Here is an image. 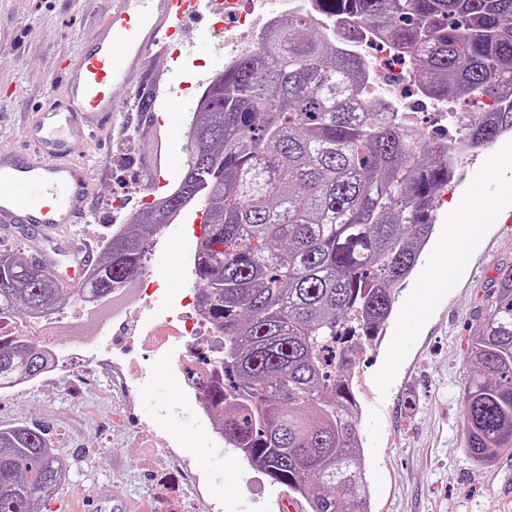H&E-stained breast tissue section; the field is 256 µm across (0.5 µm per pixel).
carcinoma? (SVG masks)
<instances>
[{
	"label": "carcinoma",
	"mask_w": 512,
	"mask_h": 512,
	"mask_svg": "<svg viewBox=\"0 0 512 512\" xmlns=\"http://www.w3.org/2000/svg\"><path fill=\"white\" fill-rule=\"evenodd\" d=\"M255 55L209 81L189 120L187 156L154 210L112 231L80 288L34 278V261L0 251V322L104 297L146 271L152 241L201 201L197 301L224 335L207 400L224 442L306 512H368L353 370L433 233L435 193L455 168L444 144L382 104L359 102L368 27L408 53L430 97H487L461 134L466 150L512 133V0H307ZM473 340L462 426L469 457L512 450V265ZM36 379L47 355L0 335V381ZM67 465L38 428H0V512H42Z\"/></svg>",
	"instance_id": "cac0c4a2"
}]
</instances>
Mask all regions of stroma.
<instances>
[{
    "label": "stroma",
    "mask_w": 512,
    "mask_h": 512,
    "mask_svg": "<svg viewBox=\"0 0 512 512\" xmlns=\"http://www.w3.org/2000/svg\"><path fill=\"white\" fill-rule=\"evenodd\" d=\"M113 0H0V147L21 146V129L33 108L45 102L54 64L80 54ZM223 49L187 52L178 59L158 54L152 72L181 87L206 85L199 72L220 68ZM495 153L465 156L448 189L434 203L438 222L415 275L396 291V309L415 296L417 279L428 274L445 221L454 219L461 193L472 181L492 184V196L476 195L473 210L485 214L495 203L512 211V167L498 156L512 155V135L496 143ZM108 153V168L93 178L94 208L86 224L72 233L78 248L100 255L117 224L131 209L117 210L115 197L134 194L136 178L149 170L155 136L141 113L125 126L95 139L88 154ZM512 264V223L490 224L483 235H468L464 249L449 247L447 275L455 283L438 310L415 326L404 347L385 333L362 352L355 373L362 413L364 470L371 512H512V451L482 466L465 450L462 395L471 374L470 344L493 297L500 267ZM139 359L146 372L126 417L112 418L110 392L117 384L113 363ZM92 381L74 387L66 376L36 379L23 391L0 395V428L29 425L41 429L69 473L55 500H79L100 484L122 485L128 512L155 494L139 465L148 428L163 427L185 448L209 480V494L223 512H279L283 487L252 469L242 458L226 468L224 446L213 440L210 423L194 401L180 395V382L159 354H115L113 362L93 366Z\"/></svg>",
    "instance_id": "35a3bbf8"
}]
</instances>
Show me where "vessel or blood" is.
<instances>
[{
	"label": "vessel or blood",
	"mask_w": 512,
	"mask_h": 512,
	"mask_svg": "<svg viewBox=\"0 0 512 512\" xmlns=\"http://www.w3.org/2000/svg\"><path fill=\"white\" fill-rule=\"evenodd\" d=\"M242 0H113L97 25L89 48L57 66L58 87L36 108L23 128V145L0 149V224L33 225L41 239L58 240L62 231L85 223L93 193L84 146L96 134L122 124L127 99L160 103L167 114L164 159L179 168L185 153L184 117L188 103L174 84H161L147 62L152 52L175 40L180 27L212 12L232 20ZM125 98H118L117 90ZM38 162H31L30 154ZM180 250L171 235L170 258L155 273L167 281L180 277L173 257ZM448 287L445 273L423 277L404 316L426 318ZM124 503L110 487L98 488L79 503L80 512H122Z\"/></svg>",
	"instance_id": "1"
}]
</instances>
